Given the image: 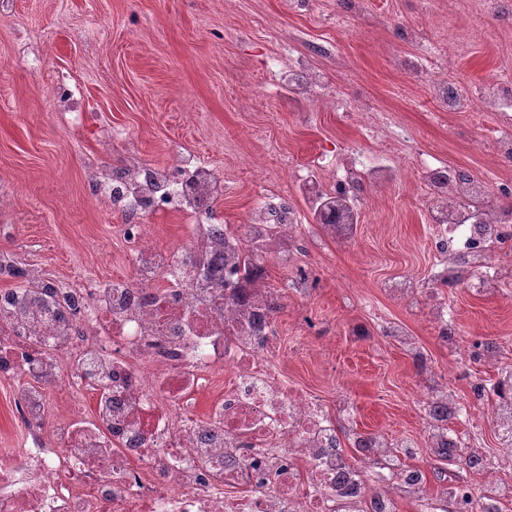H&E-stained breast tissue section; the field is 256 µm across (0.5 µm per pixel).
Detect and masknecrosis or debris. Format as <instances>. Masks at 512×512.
Returning a JSON list of instances; mask_svg holds the SVG:
<instances>
[{"label": "necrosis or debris", "instance_id": "obj_1", "mask_svg": "<svg viewBox=\"0 0 512 512\" xmlns=\"http://www.w3.org/2000/svg\"><path fill=\"white\" fill-rule=\"evenodd\" d=\"M417 50L407 68L429 82L443 111L469 103L436 80V42L407 31ZM289 95L317 98L321 72L285 46L269 61ZM484 108L502 122L490 135L494 151L512 158V85H495ZM409 164L423 192L437 260L428 282L384 283L402 306H425L435 333L454 324L431 289L457 281L475 295L496 292L512 252V225L489 219L490 202L507 187L461 183L433 155ZM391 157L347 146L318 154L292 171L311 204L342 197L351 211L368 187L390 181ZM228 184L200 156L175 150L163 166L128 149L126 163L88 166L91 199H107L123 215L117 225L129 274L79 280L27 270L13 287L20 260L0 256V381L12 390L16 432L0 445V512H502L512 482V382L473 379L469 396L447 380L417 392L429 447L460 446L456 422L488 409L503 452L473 487L470 448L443 471L441 493L421 494L423 471L401 465L402 443L354 426V407L340 398L327 411L311 393L286 385L288 358L269 312L273 292L264 274L269 241H288L281 263L304 265L305 210L288 202L270 178L248 223L231 226L214 209ZM167 210L185 220L182 243L157 246L147 217ZM70 408L56 410V393Z\"/></svg>", "mask_w": 512, "mask_h": 512}]
</instances>
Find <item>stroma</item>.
Segmentation results:
<instances>
[{
  "label": "stroma",
  "mask_w": 512,
  "mask_h": 512,
  "mask_svg": "<svg viewBox=\"0 0 512 512\" xmlns=\"http://www.w3.org/2000/svg\"><path fill=\"white\" fill-rule=\"evenodd\" d=\"M421 29L442 42L436 73L472 96L512 75V26L495 21L488 0H367L364 14L345 17L341 0H316L302 11L293 0H0V252H20L62 278L126 272L112 231L120 214L87 195L84 161L95 155L120 163L121 146L102 138L123 129L143 159L166 164L177 147L196 150L223 169L231 191L217 208L225 223H245L266 174L306 161L327 145L368 146L358 108L373 104L374 120L408 129L410 149L431 153L474 176L512 183V160L488 140L495 112L445 113L426 84L405 70L403 33ZM295 38L300 51L330 43L315 57L324 75L319 98L305 102L258 93L268 62ZM39 61L30 72L27 59ZM82 92L87 119L72 130L51 93L60 73ZM348 103L336 110L337 98ZM421 190L410 171L367 191L351 240L311 243L317 276L306 302H289L276 316L288 350V384L323 397L345 392L356 424L411 442L406 465L432 472L414 402L422 384L412 358L395 341L365 335L372 316L406 323L433 366L467 379L434 335L424 310L389 302L383 282L428 279L434 263ZM463 337L512 343V280L497 293L443 290Z\"/></svg>",
  "instance_id": "stroma-1"
}]
</instances>
